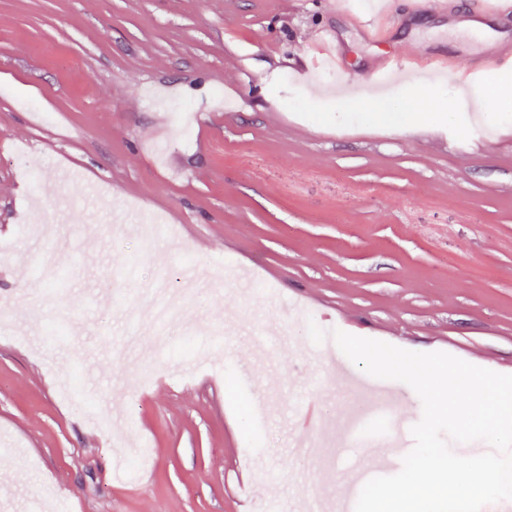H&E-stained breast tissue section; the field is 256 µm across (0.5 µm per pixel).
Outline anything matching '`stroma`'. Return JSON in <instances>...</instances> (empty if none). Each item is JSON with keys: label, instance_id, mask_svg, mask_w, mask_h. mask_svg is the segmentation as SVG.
I'll return each instance as SVG.
<instances>
[{"label": "stroma", "instance_id": "obj_1", "mask_svg": "<svg viewBox=\"0 0 512 512\" xmlns=\"http://www.w3.org/2000/svg\"><path fill=\"white\" fill-rule=\"evenodd\" d=\"M499 30L424 16L381 47L327 0H0V512L336 499L389 430L299 428L353 403L315 351L335 329L512 375V106L300 69L320 32L363 82L385 49L470 67ZM273 324L296 353L253 350Z\"/></svg>", "mask_w": 512, "mask_h": 512}]
</instances>
